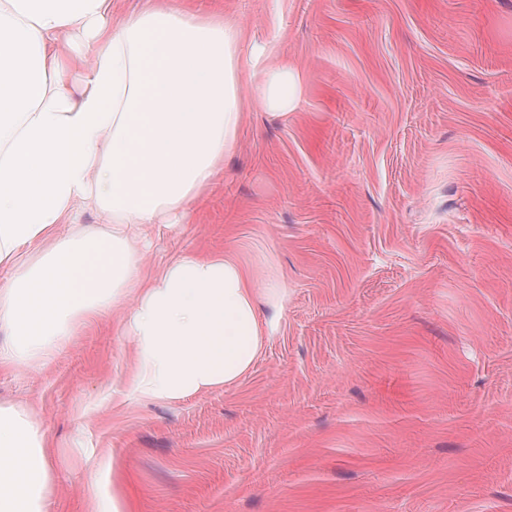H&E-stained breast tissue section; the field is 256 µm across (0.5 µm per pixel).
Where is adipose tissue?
<instances>
[{
  "mask_svg": "<svg viewBox=\"0 0 512 512\" xmlns=\"http://www.w3.org/2000/svg\"><path fill=\"white\" fill-rule=\"evenodd\" d=\"M112 0H0V367L50 363L79 327L126 305L121 332L141 402L227 388L273 336L287 289L234 253H180L139 268L237 147L242 78L277 114L300 76L241 25L142 0L118 27ZM89 44L78 86L68 49ZM91 207L95 227H77ZM51 444L23 407L0 406V512H48Z\"/></svg>",
  "mask_w": 512,
  "mask_h": 512,
  "instance_id": "1",
  "label": "adipose tissue"
}]
</instances>
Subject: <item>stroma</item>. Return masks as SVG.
Segmentation results:
<instances>
[{"label": "stroma", "mask_w": 512, "mask_h": 512, "mask_svg": "<svg viewBox=\"0 0 512 512\" xmlns=\"http://www.w3.org/2000/svg\"><path fill=\"white\" fill-rule=\"evenodd\" d=\"M301 77L140 267L235 252L288 290L236 385L123 397V307L0 406L53 447L51 512H512V0H166ZM98 483H91V476Z\"/></svg>", "instance_id": "1"}]
</instances>
